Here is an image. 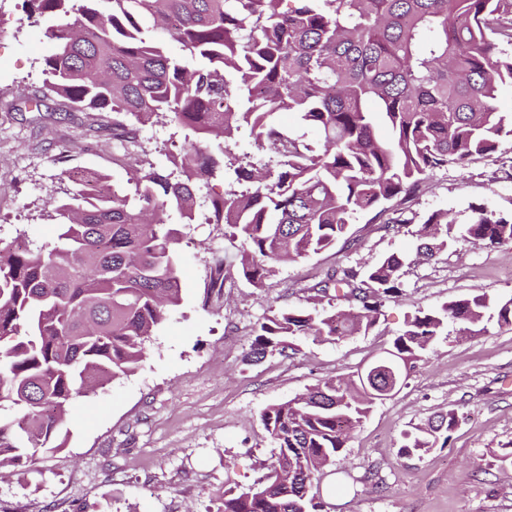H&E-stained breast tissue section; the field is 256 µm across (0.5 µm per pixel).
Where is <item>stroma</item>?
Wrapping results in <instances>:
<instances>
[{
    "mask_svg": "<svg viewBox=\"0 0 512 512\" xmlns=\"http://www.w3.org/2000/svg\"><path fill=\"white\" fill-rule=\"evenodd\" d=\"M51 45L30 24L22 0H0V243L16 229L54 241L51 200L69 180L61 169L101 171L113 182L128 166L112 140L111 113L63 111L58 99L29 111ZM69 148L67 163L55 160ZM512 145L490 157L436 172L403 206L407 231L387 230L397 213L358 214L346 240L280 265L263 287L240 271L247 243L211 210L179 225L182 301L154 331L131 375L77 399L65 448L0 469V512H216L226 482L252 485L274 444L261 415L327 379H345L382 356L416 309L477 293L512 295V244L453 243L432 261L415 255L411 232L437 210L464 220L472 204L512 212V179L503 167ZM403 252L409 264L399 297L387 301L365 334L339 341L298 340L293 358L251 357L254 329L280 308L329 307L314 284L343 268L365 269ZM222 292L209 291L216 261ZM456 409L444 448L405 455L403 435L436 413ZM512 326L488 323L460 334L449 325L406 385L376 403L356 425L333 475L323 512H512Z\"/></svg>",
    "mask_w": 512,
    "mask_h": 512,
    "instance_id": "35a3bbf8",
    "label": "stroma"
}]
</instances>
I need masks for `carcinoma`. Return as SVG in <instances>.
I'll use <instances>...</instances> for the list:
<instances>
[{"instance_id": "1", "label": "carcinoma", "mask_w": 512, "mask_h": 512, "mask_svg": "<svg viewBox=\"0 0 512 512\" xmlns=\"http://www.w3.org/2000/svg\"><path fill=\"white\" fill-rule=\"evenodd\" d=\"M27 20L52 44L44 89L70 112L112 113V139L142 147L125 119L167 117L184 131L164 167L147 160L114 184L98 171L56 201V240L0 247V467L64 447L79 397L140 366L146 344L181 301L177 231L195 220L201 183L228 180L217 220L249 249L244 278L259 287L275 268L333 247L353 218L402 204L452 164L490 157L512 140V114L497 111L512 84V0H23ZM179 47L181 54L168 51ZM296 112L320 141L273 120ZM250 129L274 164L237 154ZM411 235L428 260L462 239L512 243V213L469 206L459 224L432 213ZM407 256L332 273L343 310L281 309L256 330L254 358L296 354L293 340L338 341L374 327L400 292ZM512 325V295L485 294L418 310L393 339L387 370L374 361L349 380L317 384L266 409L276 452L251 486L224 489L217 512H320L313 483L347 447L393 380L450 322L464 329ZM450 410L405 437L402 452L447 447Z\"/></svg>"}]
</instances>
